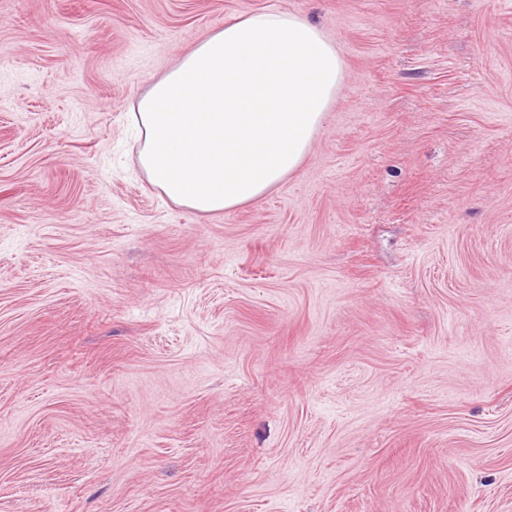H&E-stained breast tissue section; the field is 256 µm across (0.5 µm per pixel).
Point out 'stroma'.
<instances>
[{"instance_id": "obj_1", "label": "stroma", "mask_w": 512, "mask_h": 512, "mask_svg": "<svg viewBox=\"0 0 512 512\" xmlns=\"http://www.w3.org/2000/svg\"><path fill=\"white\" fill-rule=\"evenodd\" d=\"M263 8L342 86L198 215L128 109ZM0 512H512V0H0Z\"/></svg>"}]
</instances>
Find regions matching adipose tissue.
<instances>
[{"instance_id": "adipose-tissue-1", "label": "adipose tissue", "mask_w": 512, "mask_h": 512, "mask_svg": "<svg viewBox=\"0 0 512 512\" xmlns=\"http://www.w3.org/2000/svg\"><path fill=\"white\" fill-rule=\"evenodd\" d=\"M343 71L334 42L308 19L240 16L141 95L130 115L139 165L170 202L201 215L255 203L298 171Z\"/></svg>"}]
</instances>
